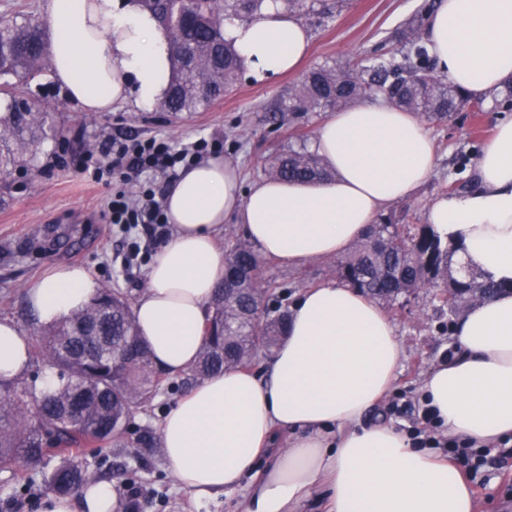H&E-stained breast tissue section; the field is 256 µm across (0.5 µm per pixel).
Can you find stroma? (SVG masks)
Instances as JSON below:
<instances>
[{
	"label": "stroma",
	"instance_id": "1",
	"mask_svg": "<svg viewBox=\"0 0 512 512\" xmlns=\"http://www.w3.org/2000/svg\"><path fill=\"white\" fill-rule=\"evenodd\" d=\"M425 2L323 0L319 12L301 17L311 34L310 54L301 71L263 80L241 74L224 96L176 116L157 105L143 110L131 103L91 115L69 100L51 75L20 84L18 97L48 112L51 121L63 128L65 142L46 145L35 165L17 167L0 180V319L14 321L24 334L32 333L35 321L26 290L52 265L84 266L103 287L121 290L133 300L145 289V273L129 280L113 266L112 256L121 250L123 240L103 212L112 196L121 191L136 193L150 177L129 178L117 170L102 181L88 180L78 171L85 152L97 150L113 135L156 136L178 146L204 137L217 141L221 154L237 163L245 184L266 178L271 156L286 149L294 128L301 126L291 113L276 120L272 112L300 84L305 71L325 63L354 65L377 50H398L405 22ZM500 117L497 109L464 108L450 121L427 123L437 167L412 197L395 203V210L406 212L409 223H423L432 197L447 193L456 177H474L475 161L492 139ZM324 118V113L314 114L308 126L301 127L315 134ZM334 266V260L328 259L288 268L268 258L263 277L277 288L287 309L303 290L332 281ZM430 297V289H419L409 311L391 316L403 349L394 393L416 396L428 372L447 361L454 347L453 337L438 327ZM189 388V383H176L134 416L132 428L146 434L147 443L113 449L107 463L91 462L99 480L116 489L120 506H127L132 489L138 488L142 491L138 512H241L244 490L194 499L178 487L163 456L158 433L161 419ZM44 476L41 469L0 471V512H10L7 501L21 496L28 501L23 512H37L44 497ZM473 495L475 512H501L502 505L512 503V460L474 488Z\"/></svg>",
	"mask_w": 512,
	"mask_h": 512
}]
</instances>
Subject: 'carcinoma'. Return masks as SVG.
I'll return each mask as SVG.
<instances>
[{"instance_id":"obj_1","label":"carcinoma","mask_w":512,"mask_h":512,"mask_svg":"<svg viewBox=\"0 0 512 512\" xmlns=\"http://www.w3.org/2000/svg\"><path fill=\"white\" fill-rule=\"evenodd\" d=\"M143 7L163 24L170 37L172 76L161 107L168 112H192L224 95L242 69L238 52L224 39V20L245 21L261 11L265 0H197L198 21L189 26L163 22L150 0ZM434 5H428L406 23L401 56L374 54L356 67L319 66L301 86L282 98L278 112L306 115L332 112L362 100H382L430 121L446 122L469 106L483 111L484 101L435 73L418 31ZM51 36L30 18L0 23V79L13 76L25 83L52 68ZM10 84H0L7 111L0 113V173L34 160L45 140L62 136L46 123V113L20 110ZM270 176L287 181L325 179L322 160L309 149L303 134L295 144L271 157ZM227 260L245 275L240 291L224 297L217 290L204 325V341L192 369L205 379L227 365L249 369L253 352H271L285 336L288 312L274 320L255 315L259 301L275 291L251 290L261 279V259L248 243L238 242ZM453 250L430 224H404L393 210L370 225L364 241L338 261L340 274L353 279L352 287L394 308L407 290L437 289L440 313L452 317L471 298L490 299L510 290L474 272L452 274ZM31 353L56 369L55 386L39 390L19 388L15 380L0 381V470L19 465H41L58 459L47 478L48 489L67 495L87 484V456L108 458V443L120 446L132 416L156 393L173 386L171 376L158 368L142 339L127 295L103 290L69 318L39 327Z\"/></svg>"}]
</instances>
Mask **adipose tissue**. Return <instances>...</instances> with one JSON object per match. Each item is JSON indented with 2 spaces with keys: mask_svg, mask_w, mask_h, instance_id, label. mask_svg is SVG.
I'll use <instances>...</instances> for the list:
<instances>
[{
  "mask_svg": "<svg viewBox=\"0 0 512 512\" xmlns=\"http://www.w3.org/2000/svg\"><path fill=\"white\" fill-rule=\"evenodd\" d=\"M53 79L87 112L135 100L150 108L171 74L165 29L139 0H52L47 15ZM244 69L257 78L295 70L311 35L280 0L224 26ZM426 36L438 74L474 96L512 79V0H439ZM331 172L319 181L261 179L244 186L238 167L212 155L181 171L164 198L171 239L152 258L147 288L133 306L157 365L189 371L203 342L205 309L224 278L216 239L242 225L259 255L297 267L339 257L394 202L429 179L435 145L417 116L382 102L330 113L312 146ZM474 189L434 198L425 213L457 246L467 271L512 282V118L501 120L476 167ZM99 283L86 268L51 266L28 289L43 324L91 302ZM454 358L433 368L421 394L448 436L477 444L512 437V292L468 306ZM27 336L0 321V379L30 362ZM402 348L383 308L358 289L325 283L291 307L287 334L267 378L228 368L197 382L164 416L160 442L179 487L208 498L250 478L244 512H475L460 468L413 447L393 427L363 420L397 379ZM290 432L272 451L274 431ZM270 456L266 467L258 460ZM114 488L93 482L78 494L48 496L45 512H115Z\"/></svg>",
  "mask_w": 512,
  "mask_h": 512,
  "instance_id": "obj_1",
  "label": "adipose tissue"
}]
</instances>
